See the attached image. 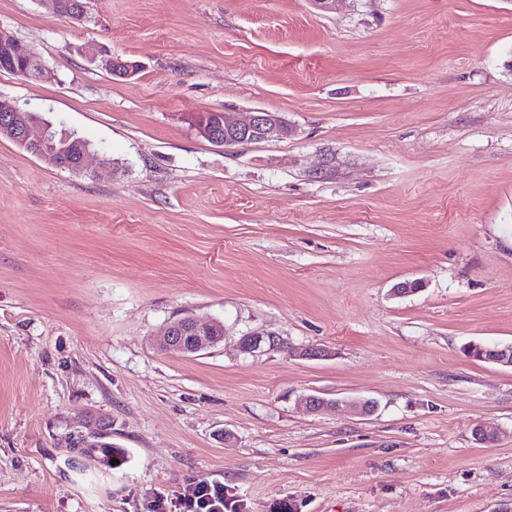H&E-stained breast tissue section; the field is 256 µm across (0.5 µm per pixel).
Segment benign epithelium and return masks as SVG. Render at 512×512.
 <instances>
[{
	"label": "benign epithelium",
	"instance_id": "7a95c632",
	"mask_svg": "<svg viewBox=\"0 0 512 512\" xmlns=\"http://www.w3.org/2000/svg\"><path fill=\"white\" fill-rule=\"evenodd\" d=\"M0 47L14 59L33 60L34 55L21 51L14 37L0 28ZM88 60L104 71L119 77L135 76L140 65L135 62L123 61L106 47L91 42L85 46ZM16 102L9 98H0V131L10 136L34 156L41 160L49 159L52 152V124L43 118L18 121L15 112ZM203 137L214 142L226 144H251L288 137L291 130L283 119L272 112H244L234 114L223 113L221 129L217 130L206 123L198 125ZM224 341L223 324L212 320H201L187 316L172 322L161 342L164 351L177 352L184 355L195 354L214 347ZM284 347V341L273 333L264 335H245L240 339V349L244 353H256L277 350ZM481 360L501 366L512 367V348L479 347ZM300 403L309 412H320L333 402L316 394L304 395Z\"/></svg>",
	"mask_w": 512,
	"mask_h": 512
}]
</instances>
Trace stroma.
<instances>
[{"label": "stroma", "instance_id": "1", "mask_svg": "<svg viewBox=\"0 0 512 512\" xmlns=\"http://www.w3.org/2000/svg\"><path fill=\"white\" fill-rule=\"evenodd\" d=\"M87 7L0 0L43 66L0 97L92 145L75 172L0 137V512L173 506L191 475L251 512H512V368L462 352L512 345V0ZM224 111L292 133L219 147ZM187 315L223 345L159 352ZM100 432L121 467L81 454ZM85 55L91 63L119 78L134 77L140 69L136 62L123 61L112 55L109 49L95 42L85 46ZM284 347V341L274 333L245 335L240 339V349L244 353L277 350Z\"/></svg>", "mask_w": 512, "mask_h": 512}]
</instances>
